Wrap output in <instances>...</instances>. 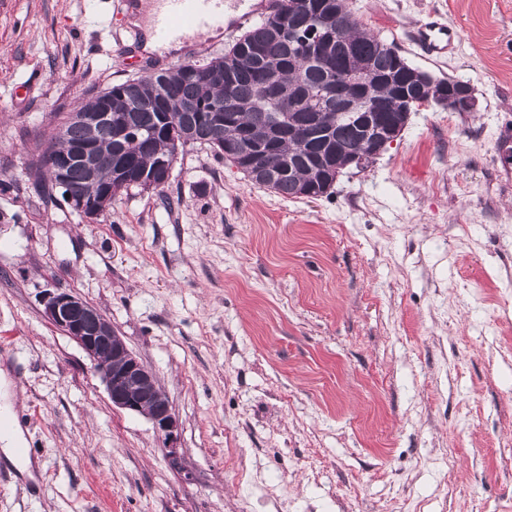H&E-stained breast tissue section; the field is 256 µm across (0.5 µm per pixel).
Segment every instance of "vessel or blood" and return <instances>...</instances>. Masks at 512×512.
Returning a JSON list of instances; mask_svg holds the SVG:
<instances>
[{"label":"vessel or blood","mask_w":512,"mask_h":512,"mask_svg":"<svg viewBox=\"0 0 512 512\" xmlns=\"http://www.w3.org/2000/svg\"><path fill=\"white\" fill-rule=\"evenodd\" d=\"M224 5L225 0H159L154 36L162 43L180 40L189 33L195 40H203L210 30L223 27ZM417 40L427 54L440 55L451 47L454 34L431 13L421 24Z\"/></svg>","instance_id":"obj_1"}]
</instances>
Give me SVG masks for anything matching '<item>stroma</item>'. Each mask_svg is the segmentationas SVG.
Masks as SVG:
<instances>
[{
  "label": "stroma",
  "mask_w": 512,
  "mask_h": 512,
  "mask_svg": "<svg viewBox=\"0 0 512 512\" xmlns=\"http://www.w3.org/2000/svg\"><path fill=\"white\" fill-rule=\"evenodd\" d=\"M474 111L430 105L327 194L284 198L205 145L88 222L29 168L78 100L222 55L160 58L117 0H0V394L31 473L0 512H512V0H346ZM438 12L447 53L416 41ZM152 369L166 443L113 407L47 293Z\"/></svg>",
  "instance_id": "obj_1"
}]
</instances>
